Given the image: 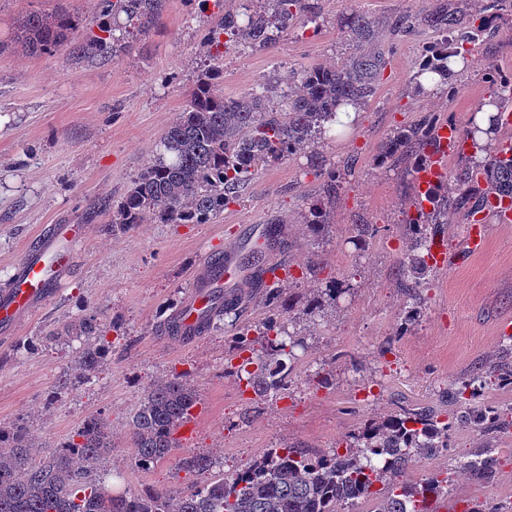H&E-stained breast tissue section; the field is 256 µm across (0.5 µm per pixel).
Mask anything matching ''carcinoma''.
<instances>
[{
  "instance_id": "cac0c4a2",
  "label": "carcinoma",
  "mask_w": 512,
  "mask_h": 512,
  "mask_svg": "<svg viewBox=\"0 0 512 512\" xmlns=\"http://www.w3.org/2000/svg\"><path fill=\"white\" fill-rule=\"evenodd\" d=\"M103 15L112 22L98 25L99 33L76 40L78 23L67 12L30 13L16 26L14 41L25 53L51 52L66 43L85 56L127 53V36L146 32L161 19L166 0H101ZM512 8V0H489L486 15L451 8L442 0H421L420 8L387 23L393 35L408 32L413 23L442 30L443 40L426 50L423 66L448 76L450 58L491 30L497 12ZM321 0H246L238 9L217 14L206 38L208 62L189 94L187 107L160 140L159 151L131 182L124 195L112 203V230L127 231L138 224H207L236 203L241 188L249 184L259 166L294 153L303 144L327 139L325 122L336 107L366 105L375 94L386 67L385 52L376 46L373 23L351 11L341 19L355 52L337 66H312L291 74L294 89L288 99L272 101L262 92L224 96V55L240 46L264 50L297 27L317 23ZM499 85L497 110L512 105V80L488 72ZM438 118L428 116L394 132L381 147L379 162L412 160L419 166L440 151ZM313 173L324 177L328 199L336 198L341 173L327 168L319 153L312 154ZM453 186L438 183L427 193L430 207L412 202L415 213L406 220L410 249L398 273L412 300L408 320L418 312L421 298L413 292L431 272L429 259L436 240L445 235L450 216L462 213L476 224L502 211L493 202L512 200V146L470 156L453 175ZM305 223L317 234L331 223L330 212L314 204ZM276 268H259L254 285L266 289L272 310H290L281 289L267 284L265 274ZM239 297L222 293L213 313L200 328L210 329L235 310ZM264 352L251 351L239 368L247 385L260 394H278L285 386L298 346L295 336L274 318L262 325ZM67 335L85 338L76 380L94 373L106 352L105 334L93 316L68 327ZM512 387V345L499 353L487 369L448 388V409L436 406L404 408L380 422H369L354 436L355 445L311 457L297 448H270L240 469L202 487L135 494L114 492L111 476L84 480L75 469L80 460L93 468L112 448V433L103 417L91 415L49 459L31 462L34 448L27 427L18 421L0 427V512H357L363 502L371 512H433V498L448 497V479L431 474L420 482L399 486L395 478L410 463L448 451V431L476 427L487 434L512 430V419L495 406L481 405L464 413L453 406L479 397L484 374ZM198 394L183 375L153 385L132 417V447L139 465L148 467L180 447L178 428L190 421ZM495 457L485 454L469 461L467 470L479 479L495 472ZM186 470H207L211 460L192 455L178 460Z\"/></svg>"
}]
</instances>
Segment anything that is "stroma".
I'll list each match as a JSON object with an SVG mask.
<instances>
[{"label": "stroma", "mask_w": 512, "mask_h": 512, "mask_svg": "<svg viewBox=\"0 0 512 512\" xmlns=\"http://www.w3.org/2000/svg\"><path fill=\"white\" fill-rule=\"evenodd\" d=\"M418 0H324L317 33L288 34L271 49L224 57V94L235 97L265 83L287 93L290 72L337 65L355 49L340 28L355 10L379 27L389 64L375 97L351 130L259 167L239 199L206 224H140L111 232L108 202L117 200L147 164L189 99L205 63L202 40L214 22L189 0H166L161 20L137 34L117 58H84L71 46L54 55L14 49L18 18L63 9L78 17V38L103 19L99 0H0V289L47 224H81L84 238L69 274L53 297L13 334L0 337V426L25 418L49 455L93 414L112 430V450L97 469L115 474L117 490H179L249 463L270 448H299L312 456L345 448L367 422L400 407L438 406L449 384L498 353L512 334V222L488 219L483 252L465 255L470 219L458 214L437 250L461 255L434 268L418 288L422 311L408 322V296L397 270L410 241L404 221L414 192L406 164H379L381 144L399 128L433 114L466 128L476 100L491 95L487 74L512 77V12H499L496 32L471 49L473 65L437 98L418 94L415 76L438 32L420 25L399 37L386 21L415 9ZM326 166L353 167L335 199L322 179L308 175L312 152ZM328 203V233L313 236L303 217ZM280 220L281 236L262 252L280 265L279 287L293 301L282 320L302 342L287 390L264 396L240 381L238 338L254 349L271 315L261 288L244 287L240 307L190 344L164 334V322L192 287V275L225 245L243 243ZM373 225L359 236L357 227ZM344 292L326 295L330 283ZM95 316L109 342L96 372L73 385L84 342L67 326ZM185 375L200 402L193 429L175 456L139 467L131 446V417L157 381ZM448 451L401 475L411 485L427 475L447 477L451 506L492 498L512 504V436L502 440L471 428L448 434ZM490 451L498 464L490 481L472 477L465 463ZM202 454L209 471L178 469L179 457Z\"/></svg>", "instance_id": "35a3bbf8"}]
</instances>
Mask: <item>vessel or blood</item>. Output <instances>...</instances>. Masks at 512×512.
Here are the masks:
<instances>
[{
  "instance_id": "b4317fda",
  "label": "vessel or blood",
  "mask_w": 512,
  "mask_h": 512,
  "mask_svg": "<svg viewBox=\"0 0 512 512\" xmlns=\"http://www.w3.org/2000/svg\"><path fill=\"white\" fill-rule=\"evenodd\" d=\"M445 159V153L440 152L424 161L418 174L421 188L438 183ZM83 237L80 224H48L39 231L20 259L8 288L0 290V332L16 330L52 297L70 267L73 247ZM247 278L236 247H225L223 262L205 263L193 290L179 307L176 319L181 330L197 332L203 317L211 311L214 295L241 286Z\"/></svg>"
}]
</instances>
